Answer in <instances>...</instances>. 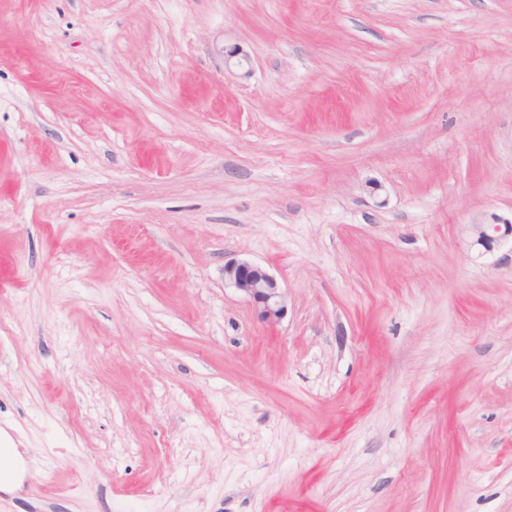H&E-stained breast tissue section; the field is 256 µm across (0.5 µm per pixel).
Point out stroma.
Listing matches in <instances>:
<instances>
[{"instance_id":"obj_1","label":"stroma","mask_w":512,"mask_h":512,"mask_svg":"<svg viewBox=\"0 0 512 512\" xmlns=\"http://www.w3.org/2000/svg\"><path fill=\"white\" fill-rule=\"evenodd\" d=\"M472 224H512V0H0V512H512ZM224 283L238 291L263 322L276 324L287 314V293L276 277L253 262L234 258L227 260L224 263Z\"/></svg>"}]
</instances>
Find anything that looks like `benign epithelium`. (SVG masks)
Returning <instances> with one entry per match:
<instances>
[{"instance_id": "1", "label": "benign epithelium", "mask_w": 512, "mask_h": 512, "mask_svg": "<svg viewBox=\"0 0 512 512\" xmlns=\"http://www.w3.org/2000/svg\"><path fill=\"white\" fill-rule=\"evenodd\" d=\"M474 242L485 248L505 237H512V224H474ZM224 283L238 291L258 319L276 324L288 311L287 293L278 280L263 267L246 259L224 262Z\"/></svg>"}]
</instances>
